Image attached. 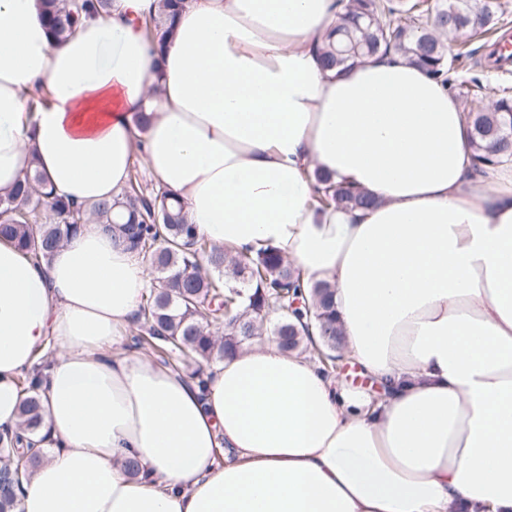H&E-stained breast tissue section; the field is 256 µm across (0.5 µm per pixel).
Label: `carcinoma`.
I'll list each match as a JSON object with an SVG mask.
<instances>
[{"label":"carcinoma","instance_id":"cac0c4a2","mask_svg":"<svg viewBox=\"0 0 512 512\" xmlns=\"http://www.w3.org/2000/svg\"><path fill=\"white\" fill-rule=\"evenodd\" d=\"M185 0H162L161 12L146 22V31L158 50L173 34L174 20ZM343 13L322 49L324 68L341 73L357 60L380 51H394L425 69L448 90L462 96L466 106L473 167L481 173L503 158H512V145L493 147L504 133L512 134V89L504 87L485 102L483 86L463 75L481 65L475 40L497 30L506 6L500 0L486 4L487 16L475 24L468 0H340ZM112 0H45L48 29L57 41L66 40L84 15L106 13ZM316 201L322 206L367 208L373 199L333 183L316 173ZM105 224L127 250L149 259L156 270L140 304L137 323L145 340H156L161 353L175 352L197 368L193 379H203V365L248 342L246 335L266 331L268 313L295 301L301 306L282 315L272 333L281 347L295 350L303 339L318 336L325 357L342 337L327 285L303 292L297 269L274 249L252 256L197 237L181 205L164 188L145 180L134 165L123 190L110 200L77 207L54 196L41 173L27 172L17 188L0 195V239L14 243L34 263L50 259L59 243L77 235L87 224ZM316 299L309 305L307 297ZM224 326L218 341L209 326ZM25 393L16 430L0 433V512L18 509L20 492L40 461L42 449L30 441L44 421V406L33 377L23 376Z\"/></svg>","mask_w":512,"mask_h":512}]
</instances>
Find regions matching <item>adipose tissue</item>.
Instances as JSON below:
<instances>
[{"label": "adipose tissue", "instance_id": "ef3b65f1", "mask_svg": "<svg viewBox=\"0 0 512 512\" xmlns=\"http://www.w3.org/2000/svg\"><path fill=\"white\" fill-rule=\"evenodd\" d=\"M159 10L112 0L60 43L41 0H0V194L35 167L89 205L143 159L199 236L330 285L382 394L273 336L198 387L123 349L149 276L101 225L40 267L0 242V430L22 375L45 408L19 512H512V160L474 173L460 104L402 54L324 70L337 0H187L161 51ZM317 171L375 206H319Z\"/></svg>", "mask_w": 512, "mask_h": 512}]
</instances>
